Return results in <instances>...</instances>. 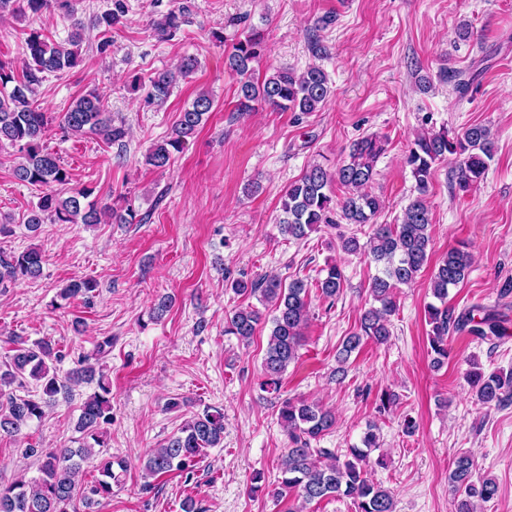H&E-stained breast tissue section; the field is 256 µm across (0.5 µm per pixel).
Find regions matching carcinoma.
Returning <instances> with one entry per match:
<instances>
[{"label": "carcinoma", "instance_id": "obj_1", "mask_svg": "<svg viewBox=\"0 0 512 512\" xmlns=\"http://www.w3.org/2000/svg\"><path fill=\"white\" fill-rule=\"evenodd\" d=\"M78 0H0V13L9 11L21 19L36 20L53 9L61 8L72 21L67 45H62L32 28L25 40L27 61L22 77H17L12 64L0 60V146L8 145L17 153L13 166L16 180L42 189L37 203L29 210L25 224L36 231L46 220L65 224H131L136 218L131 209L121 213L108 205L99 206L89 200L91 191L73 188L72 174L60 159L44 146L49 125L56 122L65 137L98 135L109 143L120 141L125 130L112 124L99 92L87 91L74 100L68 110L54 118L40 108L35 99L37 88L46 77L60 75L80 65L81 45L86 27L109 31L122 23L127 11L124 0H110L108 8L83 19L78 17ZM184 12L169 10L153 22L158 40L169 41L180 30ZM261 36L252 31L232 45L224 57L228 70L240 76L237 90V111L249 112L258 104L278 111L317 112L331 97V86L325 72L310 66L297 74L288 69H275L259 79L253 76V63L261 53ZM198 67L193 56L184 57L178 73L159 71L144 81L132 77L131 88L142 90L150 105H161L170 97L178 78H186ZM214 99L206 91L199 92L184 108L170 136L154 144L145 161L155 169L170 164L173 153L184 148L187 138L196 133L204 116L210 112ZM386 141L368 135L354 141L348 158L330 172L319 163L312 164L296 181L290 183L280 200V233L293 240H302L318 224H331L332 197L327 187L337 182L352 190L342 206L341 219L348 224H371L367 255L380 266L372 278L370 293L375 305L366 309L359 329L342 342L337 354L336 380L347 376L346 363L363 341L371 339L386 343L391 332V317L398 310L396 290L415 281L430 259L432 224L426 195L435 166L450 158L454 162L452 185L462 192L477 187L485 177L489 162L496 152L490 131L483 125H472L461 135L449 137L448 132L423 134L411 143L406 164L415 180L416 195L404 209L398 224H376L381 210L379 198L367 187L376 175V164L385 152ZM473 264V255L465 245L448 249L431 275V293L435 302L426 306L431 325L430 348L433 364L441 367L448 359V338L464 331L482 339L499 340L505 330L489 316L475 321L473 306L464 312L448 305L449 290L463 283ZM43 255L36 248L19 253H0V288L5 289L21 280L35 279L42 274ZM344 282L341 269L332 264L322 269L317 281L321 296L335 301ZM97 288L93 279L70 281L59 291L65 301L82 298L90 301ZM230 288L243 295L260 293L262 301L272 308V329L262 362L265 392L279 393L282 377L288 366L298 359L303 329L309 313L308 280L296 277L285 283L277 276H266L251 284L234 279ZM263 320V313L253 307L236 309L224 326V334L250 341ZM65 357L63 351L48 340L28 345L24 342L13 349L4 367L0 368V397L4 388L26 386L31 379L40 389L39 398L10 396L0 409V433L16 436L21 428L44 415L43 405L57 395L67 393L68 385L94 379L93 368L80 367L67 379L59 378L55 364ZM469 383L477 401L487 407H499L512 399V371L484 373L472 371ZM279 419L288 433L290 448L282 455L278 492L294 490L306 503L328 497L351 500L356 512H395L391 492L372 482L364 464L372 449L378 447L377 426L370 424L359 443L348 448L346 459L329 448H313L311 442L323 436L335 425L334 415L314 402L285 399L279 408ZM112 422V389L105 379L97 380V390L80 407L76 431L83 443L77 448L59 452L41 448L22 449V455L39 458L40 476L32 481L19 480L0 486V512H69L76 499L87 505L99 504L112 498V489L121 482L126 471L122 459L103 457L98 461V476L89 485L75 482V474L96 455L95 447L103 446L105 426ZM224 441V414L204 410L187 421L179 431L152 450L145 458L146 475L162 477L173 471L191 473L207 448H217ZM448 486L456 494V512H475V502L487 503L498 495L494 478L475 477V463L468 452H460L448 471Z\"/></svg>", "mask_w": 512, "mask_h": 512}]
</instances>
